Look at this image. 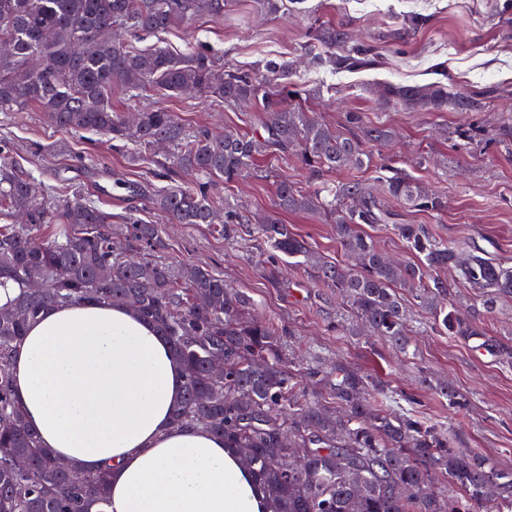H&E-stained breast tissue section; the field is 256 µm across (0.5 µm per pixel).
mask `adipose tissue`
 Returning <instances> with one entry per match:
<instances>
[{
    "label": "adipose tissue",
    "mask_w": 512,
    "mask_h": 512,
    "mask_svg": "<svg viewBox=\"0 0 512 512\" xmlns=\"http://www.w3.org/2000/svg\"><path fill=\"white\" fill-rule=\"evenodd\" d=\"M11 370L43 447L83 473L111 464L105 512H267L223 438L175 424L182 369L167 340L128 308L46 309Z\"/></svg>",
    "instance_id": "1"
}]
</instances>
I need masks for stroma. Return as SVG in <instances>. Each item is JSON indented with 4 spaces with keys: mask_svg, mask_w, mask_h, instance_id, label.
<instances>
[{
    "mask_svg": "<svg viewBox=\"0 0 512 512\" xmlns=\"http://www.w3.org/2000/svg\"><path fill=\"white\" fill-rule=\"evenodd\" d=\"M327 27L347 31L373 49L378 66L346 71L314 61V33ZM140 45L176 56L201 45L218 64L241 70L268 60L293 62V78L308 92L305 108L337 131H347L349 113L360 112L368 124L395 132L394 141L371 145L373 165L364 179L378 180L387 168L397 167L447 200L441 214L434 215L380 196L381 208L393 214L392 224H424L437 239L463 251L477 247L488 257L512 260V0H299L272 16L261 12L257 0H230L223 19L204 18L189 28L147 35ZM439 66L449 89L473 98L472 111L409 112L377 93L380 83L436 81ZM162 104L192 128L262 131L249 103L227 107L193 95L168 97ZM1 134L22 150V164L60 187L55 204L88 194L113 212L135 209L154 219L146 195L128 196L116 182L137 179L150 192L163 188V181L147 169L129 167L124 152L107 137L52 127L33 109L0 114ZM36 141L56 147L59 156L40 160L25 155L26 145ZM256 166L257 176L231 189L239 205L256 214L271 209L280 178L304 187L315 181L292 156L268 153ZM283 221L325 260L347 263L323 216L287 213ZM392 224L375 225L369 232L390 259L411 260ZM165 240L167 258L211 266L227 285L248 296L256 313L283 328L288 352L304 364L349 363L397 400L412 398L419 415L452 431L459 450L480 452L512 472V357L434 331L429 313L408 292L403 298L411 315L412 346L408 355H400L383 337L361 340L336 330L341 309L335 292L302 268L286 263L278 278H270L265 248L255 236L228 242L204 226L170 224ZM425 376L448 380L463 406L449 404L423 385Z\"/></svg>",
    "mask_w": 512,
    "mask_h": 512,
    "instance_id": "stroma-1",
    "label": "stroma"
}]
</instances>
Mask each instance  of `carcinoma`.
Returning a JSON list of instances; mask_svg holds the SVG:
<instances>
[{
	"label": "carcinoma",
	"instance_id": "1",
	"mask_svg": "<svg viewBox=\"0 0 512 512\" xmlns=\"http://www.w3.org/2000/svg\"><path fill=\"white\" fill-rule=\"evenodd\" d=\"M228 0H0V112L36 109L55 127L106 135L126 146L127 163L154 165L152 174L170 185L148 196L152 210L170 224L218 227L231 240L252 223L229 187L255 173L256 159L292 155L322 176L370 166L367 144L391 132L368 126L352 112L349 123L363 136L338 133L300 103L293 64L268 62L253 70H224L211 52L197 47L183 57L140 48L137 38L189 25L201 17L221 19ZM120 26L133 38L112 35ZM321 63L360 69L373 65L367 50L346 31L318 36ZM125 108L112 110V95ZM205 95L236 106H262L264 135L238 131L213 135L188 129L153 96ZM384 97L409 110L452 108L467 112L463 92L388 84ZM134 111L137 119L127 120ZM382 191L419 210L439 214L442 197L422 192L411 176L391 167ZM224 185V196L216 194ZM57 187L17 160L11 138H0V283L18 285L9 305L15 316L0 319V512H91L108 502L110 467L79 474L41 445L13 397L10 364L29 324L50 306L81 301L121 305L151 323L170 342L184 368V389L175 415L185 425L224 437V447L249 449L246 467L264 495L268 512H447L448 490L458 493L454 512H512V473L479 453H463L451 434L412 413L392 412L369 376L341 363L329 388L331 405L308 394L305 372L288 360L274 321L251 313L249 300L202 264L168 260L162 225L131 210L112 215L91 196L54 208ZM321 213L335 224L354 268L316 257L280 215ZM384 214L369 184L323 179L299 190L283 179L272 212L255 227L267 246L272 275L279 263L297 260L352 303L353 316L405 353L410 347L408 313L398 290L414 288L435 329L499 346L476 319L452 307L453 288L437 271L453 269L457 282L482 289L478 313L492 314L512 296V266L483 253L468 258L435 238L423 224H394L417 261H388L363 229ZM55 224L41 236L43 226ZM32 282L44 288L33 292ZM224 357V375L210 362ZM301 448V461L289 449ZM26 460L19 468L15 461ZM407 494H402V490Z\"/></svg>",
	"mask_w": 512,
	"mask_h": 512
}]
</instances>
